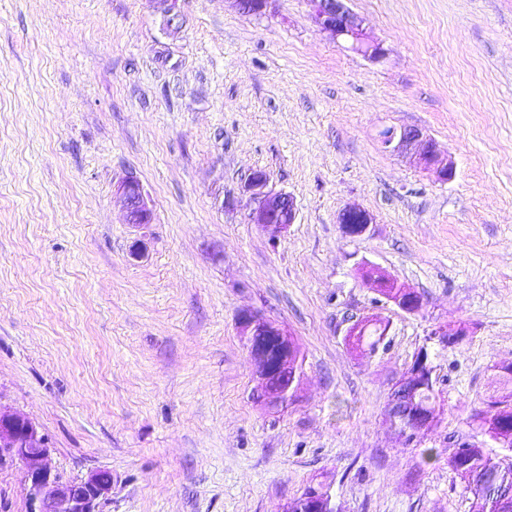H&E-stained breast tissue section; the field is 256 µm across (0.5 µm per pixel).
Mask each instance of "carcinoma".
<instances>
[{"mask_svg": "<svg viewBox=\"0 0 512 512\" xmlns=\"http://www.w3.org/2000/svg\"><path fill=\"white\" fill-rule=\"evenodd\" d=\"M383 339L378 331L359 333L348 338V344L355 350L367 347L371 350ZM260 344L267 355L266 363L270 369V388L284 392L302 373L303 358L300 347L294 339L284 344L274 337H264ZM473 421L491 422L496 434L503 437L512 435V409L497 410L492 403L475 410ZM453 464L449 468L454 473H467L471 479L465 481L466 491L470 494L471 512H503L499 508L498 489L507 484L512 487V466L502 467L483 448L467 443L460 444L451 454ZM331 496L322 485H309L303 492L288 503V512H314V506L320 505L321 512H332Z\"/></svg>", "mask_w": 512, "mask_h": 512, "instance_id": "cac0c4a2", "label": "carcinoma"}]
</instances>
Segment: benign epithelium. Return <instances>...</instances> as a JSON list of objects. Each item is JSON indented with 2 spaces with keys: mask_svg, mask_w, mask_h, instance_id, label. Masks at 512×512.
Here are the masks:
<instances>
[{
  "mask_svg": "<svg viewBox=\"0 0 512 512\" xmlns=\"http://www.w3.org/2000/svg\"><path fill=\"white\" fill-rule=\"evenodd\" d=\"M232 2L243 13L262 15L273 12L277 0ZM310 2L322 29L335 40L348 44L349 48L372 61L385 59L386 51L380 43L367 35L363 20L347 8L344 0ZM381 139L385 147L414 156L420 167L435 173L441 180L449 181L454 177L453 161L443 156L435 141L421 130L392 128ZM117 190L124 200L127 223H152V199L136 174H126ZM243 192L250 222L259 225L271 236L277 237L287 232L290 224L295 222L296 210L292 198L286 193L273 190L267 175L252 171ZM338 223L346 236L361 237L370 231L374 217L363 207L349 206L339 213ZM358 271L372 288L394 286L400 289L391 302L402 310L412 314L422 310L423 298L413 288L398 283L368 264L359 265ZM238 323L252 350L255 349V338L258 336H277L284 342L291 336L284 327L258 311L242 312ZM469 333V327L460 323L454 327L438 325L432 329L431 336L441 344L452 346ZM433 374L430 352L428 347L423 346L390 394L386 418L402 441L405 440L402 433H420L435 422L437 408L433 406L425 411L417 402L420 390ZM257 379V399L264 407L278 408L296 397V385L285 393H277L270 390L265 373L258 372ZM49 455L48 439L36 423L22 413L0 406V463L17 460L22 464L24 482L28 489V512H101V505L112 493V472L98 469L79 480L63 481L52 473L48 464Z\"/></svg>",
  "mask_w": 512,
  "mask_h": 512,
  "instance_id": "1",
  "label": "benign epithelium"
}]
</instances>
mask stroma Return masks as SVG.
Here are the masks:
<instances>
[{
  "mask_svg": "<svg viewBox=\"0 0 512 512\" xmlns=\"http://www.w3.org/2000/svg\"><path fill=\"white\" fill-rule=\"evenodd\" d=\"M178 4L170 26L159 0H0V406L46 434L61 480L111 471L104 512H284L318 483L338 512H469L454 444L512 458L472 422L512 363V0H349L379 63L309 0ZM386 127L422 129L454 178L386 149ZM254 170L294 200L275 239L241 204ZM130 171L154 205L140 227L115 192ZM353 205L374 216L360 238L337 221ZM244 310L301 348L285 408L253 399ZM364 317L390 330L359 353ZM461 322L431 348L440 419L400 445L392 387ZM27 507L22 465H1L0 512ZM358 271L371 288H378L376 290L380 294L385 295L392 293L396 288H401L400 292L396 295L397 297L390 298L389 300L402 310L412 314L422 310L423 298L410 286L399 284L380 269L368 264H360ZM390 286L392 287L390 288ZM383 322V320L373 317H366L361 320H357L349 328L347 334V336H349L348 344L351 345V348L355 350H360L363 349L364 347H368L370 350H374L384 336H381L376 328L373 331H371L369 335H366V331H363L362 333L363 326L375 324L383 328L385 326ZM358 333L359 336H357ZM470 329L465 324H458L455 327H448L445 325H438L434 329H432L430 336H433L432 339H437L439 343L447 344L449 347H454L453 345L458 343L463 336H469ZM464 337V339H465ZM430 339V340H432Z\"/></svg>",
  "mask_w": 512,
  "mask_h": 512,
  "instance_id": "35a3bbf8",
  "label": "stroma"
}]
</instances>
